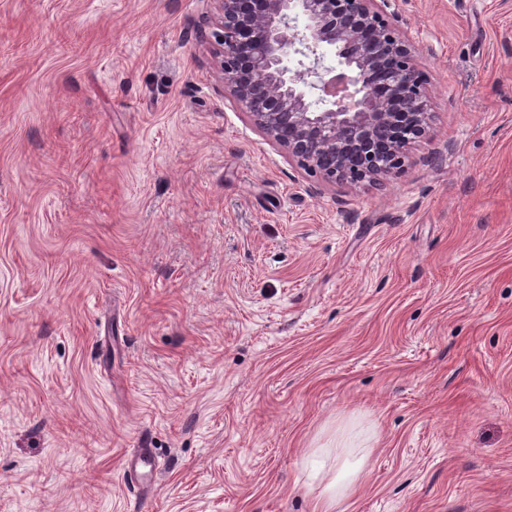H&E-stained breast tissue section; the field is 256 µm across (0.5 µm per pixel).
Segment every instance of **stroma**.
I'll list each match as a JSON object with an SVG mask.
<instances>
[{
    "label": "stroma",
    "instance_id": "35a3bbf8",
    "mask_svg": "<svg viewBox=\"0 0 512 512\" xmlns=\"http://www.w3.org/2000/svg\"><path fill=\"white\" fill-rule=\"evenodd\" d=\"M389 11L425 133L334 185L217 0H0V512H512V0Z\"/></svg>",
    "mask_w": 512,
    "mask_h": 512
}]
</instances>
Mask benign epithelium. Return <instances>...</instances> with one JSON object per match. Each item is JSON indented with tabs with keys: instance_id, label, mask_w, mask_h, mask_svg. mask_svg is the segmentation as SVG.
Listing matches in <instances>:
<instances>
[{
	"instance_id": "1",
	"label": "benign epithelium",
	"mask_w": 512,
	"mask_h": 512,
	"mask_svg": "<svg viewBox=\"0 0 512 512\" xmlns=\"http://www.w3.org/2000/svg\"><path fill=\"white\" fill-rule=\"evenodd\" d=\"M218 2L225 87L300 169L351 184L404 167L408 145L425 132V79L388 0ZM292 51L313 60L292 70ZM327 53L336 83L321 63Z\"/></svg>"
}]
</instances>
